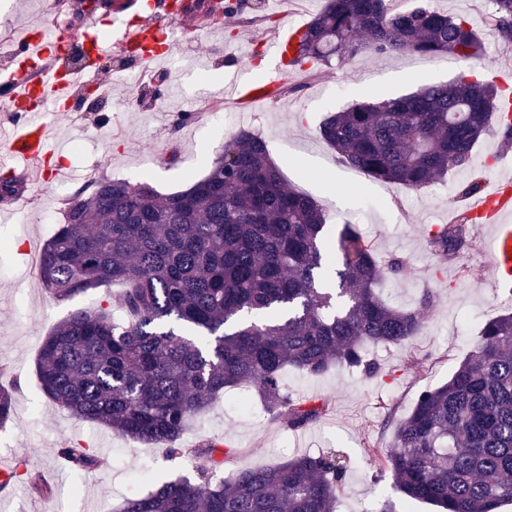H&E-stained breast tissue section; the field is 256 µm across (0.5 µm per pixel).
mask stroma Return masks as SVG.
<instances>
[{"mask_svg": "<svg viewBox=\"0 0 512 512\" xmlns=\"http://www.w3.org/2000/svg\"><path fill=\"white\" fill-rule=\"evenodd\" d=\"M105 0H65L54 13L51 0H0V30L18 35L32 26L53 27L69 35L72 22L84 9L106 14ZM430 6L469 20L479 33L486 60L478 76L495 81L499 70L512 67V43H505L485 22L489 0H426ZM325 0H244V8L223 28L200 30L180 21L181 36L165 58L150 63L147 72L162 77L169 97L146 93L143 104L125 106V84L112 75V95H88L82 111L56 116L53 142L62 173L53 179L23 178L17 198L0 199V385L13 388L15 412L0 428V459L23 461L25 470L43 475L52 487L49 497L31 494L20 481L0 500L7 512H118L132 492L146 493L159 482L194 477L186 459L170 460L161 447L145 446L107 434L105 428L71 418L45 398L35 375L43 338L73 310L91 309L118 297L114 283L60 301L41 287L37 269L22 252L24 241L41 247L63 221L68 199L84 184L88 173L112 180L146 181L159 192L186 188L204 177L208 162L240 130L261 134L288 184L314 196L333 227L355 224L370 239L383 261L404 262L403 274L380 286L390 303L418 307L429 297L425 330L402 346H372L368 355L379 364L378 376L367 378L343 368L320 376L287 372L289 392L305 401L326 405L321 418L297 431L284 429L236 393L209 407L185 436L195 444L214 439L232 450L234 469L276 464L303 454L329 450L345 457L350 468L338 498V512H434L428 504H408L391 488L392 477L380 472L367 447L388 448L396 424L411 409L418 392L446 382L478 339L484 322L512 313V302L494 290L485 251L491 227L474 225L460 257L439 262L428 248L431 227L444 226L464 210L456 193L469 175L484 183L512 178V149L502 150L498 130L478 143L470 171L453 172L419 192L373 181L346 167L321 139L319 124L327 112L356 102L377 101L411 92L417 86L447 81L466 71V63L447 57L362 51L346 64L316 69L313 76L292 69L287 82L294 94L269 98L258 111L210 112L209 88L224 80L214 58L238 57L240 69L252 79L271 75L265 45L290 27L303 25L319 12ZM193 107L198 119L178 121L180 110ZM108 436L102 466L72 471L60 459L62 442L84 441L96 449Z\"/></svg>", "mask_w": 512, "mask_h": 512, "instance_id": "1", "label": "stroma"}]
</instances>
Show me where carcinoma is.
Returning <instances> with one entry per match:
<instances>
[{
	"instance_id": "cac0c4a2",
	"label": "carcinoma",
	"mask_w": 512,
	"mask_h": 512,
	"mask_svg": "<svg viewBox=\"0 0 512 512\" xmlns=\"http://www.w3.org/2000/svg\"><path fill=\"white\" fill-rule=\"evenodd\" d=\"M491 2L489 23L512 42V0ZM224 12L215 0L186 8L205 28L223 24ZM361 50L449 53L473 65L485 58L464 18L407 0H327L288 65H341ZM497 95L462 73L331 113L319 134L347 167L420 191L468 169L495 120L501 146H512V119L498 111ZM472 224L460 213L427 245L445 262L467 246ZM402 270L400 260L382 264L353 224L333 235L318 202L287 186L266 141L242 130L187 189L161 194L146 181L99 178L70 198L64 223L41 247L40 281L61 300L121 283L125 319L100 306L58 323L40 345V389L78 421L206 461L197 481L165 482L127 498L120 512H336L347 461L334 452L239 468L226 481L232 452L213 440L186 445L183 436L213 400L245 384L288 429L316 421L325 406L293 398L285 372L377 374L366 345H404L425 326L429 295L407 309L377 292ZM13 411V391L0 387V425ZM370 453L410 502L439 512H498L512 502V313L486 322L448 381L419 393L393 447ZM62 454L78 470L102 464L68 443ZM25 476L33 494H51L40 475Z\"/></svg>"
}]
</instances>
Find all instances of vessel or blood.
<instances>
[{"label":"vessel or blood","instance_id":"1","mask_svg":"<svg viewBox=\"0 0 512 512\" xmlns=\"http://www.w3.org/2000/svg\"><path fill=\"white\" fill-rule=\"evenodd\" d=\"M133 21L125 26L122 39L129 49L133 65L140 66L161 57L160 46L167 41V32L178 16L172 0H136ZM296 32L275 35L268 53L278 75H285ZM111 47L98 37L94 25L68 37L43 32H28L5 57L0 69L9 77L0 81L10 106L7 124L0 126V145L16 164L39 163L53 155L51 145L52 118L60 107L78 112L82 109V84L66 63L75 56L88 64V75H95L96 63L107 58ZM225 81L220 89L224 99L255 106L274 92V83L257 84L239 75L238 60L224 58ZM476 215L491 224L486 243L492 283L495 289L505 288L512 281V185L491 187L477 205Z\"/></svg>","mask_w":512,"mask_h":512}]
</instances>
